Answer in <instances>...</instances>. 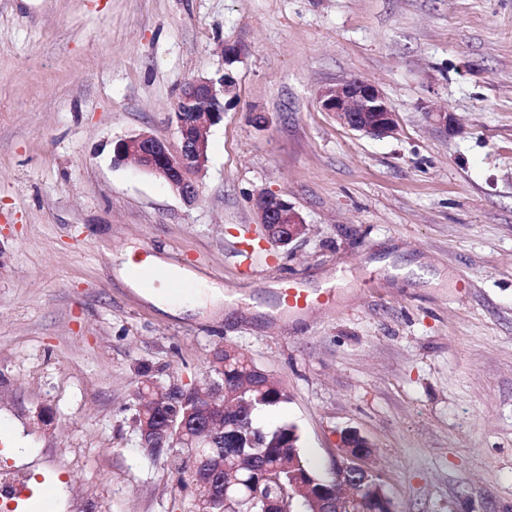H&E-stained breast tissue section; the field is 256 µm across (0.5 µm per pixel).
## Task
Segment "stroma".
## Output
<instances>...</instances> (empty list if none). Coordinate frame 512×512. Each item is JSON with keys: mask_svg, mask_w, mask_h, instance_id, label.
<instances>
[{"mask_svg": "<svg viewBox=\"0 0 512 512\" xmlns=\"http://www.w3.org/2000/svg\"><path fill=\"white\" fill-rule=\"evenodd\" d=\"M225 69L195 203L113 165L133 133L177 144L181 87ZM352 78L397 134L321 111ZM261 191L303 217L289 245ZM129 252L222 296L162 310ZM289 279L327 301L280 314ZM221 344L279 382L257 422L295 425L317 476L356 430L396 512H512V0H0V469L53 512H186L138 370L192 383ZM254 209L259 224L273 242L286 245L296 239L304 231V222L300 214L288 201L260 192L254 198Z\"/></svg>", "mask_w": 512, "mask_h": 512, "instance_id": "stroma-1", "label": "stroma"}]
</instances>
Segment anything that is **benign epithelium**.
<instances>
[{"label": "benign epithelium", "mask_w": 512, "mask_h": 512, "mask_svg": "<svg viewBox=\"0 0 512 512\" xmlns=\"http://www.w3.org/2000/svg\"><path fill=\"white\" fill-rule=\"evenodd\" d=\"M236 83L226 71L215 77L188 82L181 90L174 112L179 133L173 148L148 132L118 140L112 148L116 164L133 162L139 171L155 177L191 204L201 193L199 177L209 160L208 131L224 121V100L235 96ZM322 111L329 113L341 126L363 134L383 137L398 131L397 114L384 94L373 84L360 79L344 81L319 93ZM254 209L268 238L286 245L304 231V222L294 207L282 198L260 192ZM224 402V390L212 385L207 406L195 404L180 422L157 419L144 429L141 447L153 455H180L193 459L210 444V412ZM372 445L356 431L340 438L341 461L335 477L321 483L303 471L298 459L288 464V480L278 482L275 497L263 487L268 478L264 469L253 471V480L243 492L234 486L238 479L226 481L219 474L207 475L189 490L197 497L196 512H242L241 505H261L259 512H295L299 497H305L320 512H393L383 491L380 476L368 466Z\"/></svg>", "instance_id": "7a95c632"}]
</instances>
